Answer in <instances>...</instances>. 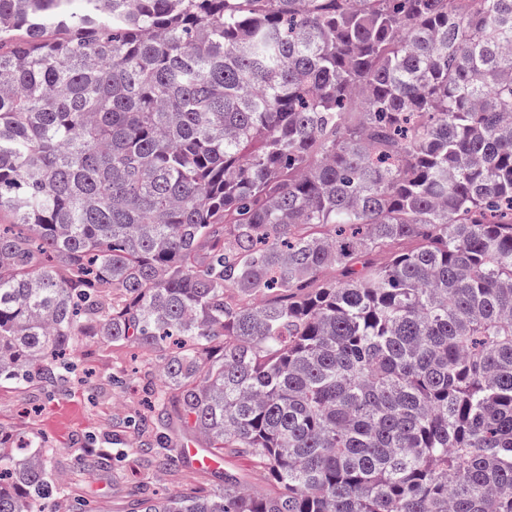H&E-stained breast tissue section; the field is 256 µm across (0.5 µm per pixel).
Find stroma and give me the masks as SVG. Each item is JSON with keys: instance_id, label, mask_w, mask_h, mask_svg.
<instances>
[{"instance_id": "1", "label": "stroma", "mask_w": 512, "mask_h": 512, "mask_svg": "<svg viewBox=\"0 0 512 512\" xmlns=\"http://www.w3.org/2000/svg\"><path fill=\"white\" fill-rule=\"evenodd\" d=\"M68 357L74 371L62 387L39 382L19 387L0 381V430L21 437L38 436L55 447V470L82 499L92 503L95 512H137L130 491L139 484L159 494L181 487L204 492L229 473L248 487L269 488L263 466L232 454L213 472L194 470L184 455L167 471L124 461V453L143 439L130 421L149 411V395L139 373L147 353L135 346L82 340ZM88 444L110 449L112 466L92 475L83 471L77 456Z\"/></svg>"}]
</instances>
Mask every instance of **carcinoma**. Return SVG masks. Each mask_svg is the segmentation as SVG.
<instances>
[{"label":"carcinoma","mask_w":512,"mask_h":512,"mask_svg":"<svg viewBox=\"0 0 512 512\" xmlns=\"http://www.w3.org/2000/svg\"><path fill=\"white\" fill-rule=\"evenodd\" d=\"M510 43L512 0H0V380L139 346L133 427L270 476L138 512H512ZM55 452L0 432V512L75 495Z\"/></svg>","instance_id":"cac0c4a2"}]
</instances>
